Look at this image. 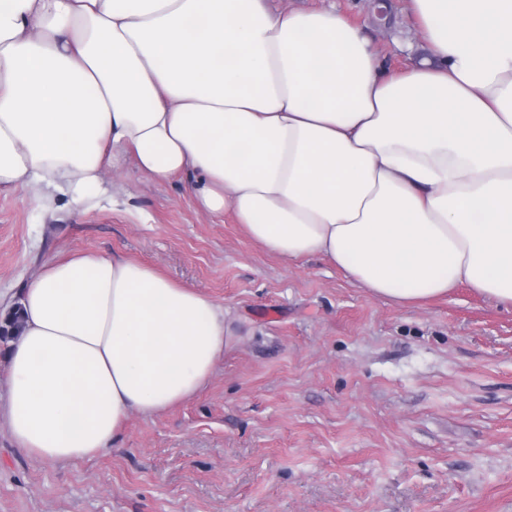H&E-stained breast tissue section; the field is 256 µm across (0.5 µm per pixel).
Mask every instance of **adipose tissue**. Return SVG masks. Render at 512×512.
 Wrapping results in <instances>:
<instances>
[{"mask_svg":"<svg viewBox=\"0 0 512 512\" xmlns=\"http://www.w3.org/2000/svg\"><path fill=\"white\" fill-rule=\"evenodd\" d=\"M408 5L436 63L394 74L332 9L0 0V192L48 212L128 166L393 302L464 284L512 304V0ZM19 303L0 425L50 464L193 397L237 341L223 304L94 251Z\"/></svg>","mask_w":512,"mask_h":512,"instance_id":"adipose-tissue-1","label":"adipose tissue"}]
</instances>
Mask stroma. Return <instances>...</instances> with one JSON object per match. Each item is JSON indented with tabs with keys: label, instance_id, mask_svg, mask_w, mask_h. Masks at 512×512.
I'll list each match as a JSON object with an SVG mask.
<instances>
[{
	"label": "stroma",
	"instance_id": "obj_1",
	"mask_svg": "<svg viewBox=\"0 0 512 512\" xmlns=\"http://www.w3.org/2000/svg\"><path fill=\"white\" fill-rule=\"evenodd\" d=\"M336 7L391 72L432 60L391 0ZM114 198L50 214L0 193V313L44 262L120 255L224 304L236 346L193 398L134 414L103 454L49 464L0 430V512H512V305L467 286L417 305L316 258L287 262L179 180L116 173Z\"/></svg>",
	"mask_w": 512,
	"mask_h": 512
}]
</instances>
